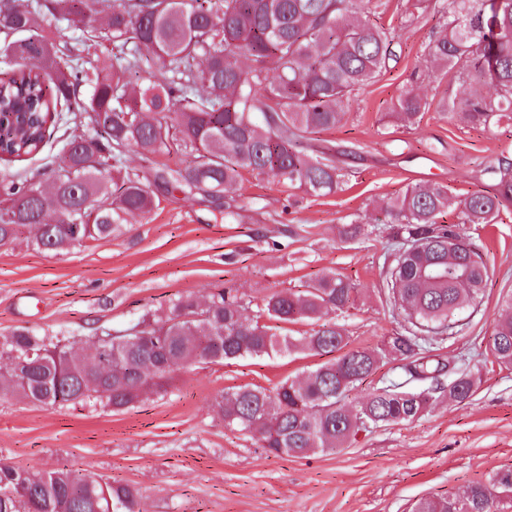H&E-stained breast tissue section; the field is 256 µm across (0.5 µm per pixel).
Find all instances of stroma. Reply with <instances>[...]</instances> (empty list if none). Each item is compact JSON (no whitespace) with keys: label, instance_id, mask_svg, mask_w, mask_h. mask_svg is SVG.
I'll return each instance as SVG.
<instances>
[{"label":"stroma","instance_id":"stroma-1","mask_svg":"<svg viewBox=\"0 0 512 512\" xmlns=\"http://www.w3.org/2000/svg\"><path fill=\"white\" fill-rule=\"evenodd\" d=\"M432 0H372V23L394 29L387 67L351 101L346 123L318 133L344 172L336 193L312 196L242 171L222 207L164 194L158 208L126 224L112 241L62 252L38 249L30 234L0 245V341L27 328L49 342L81 347L133 324L164 318L172 299L233 286L252 305L275 290H297L333 271L355 283L354 307L338 316L350 347H379L408 326L388 292L394 235L385 201L410 184L447 185L454 200L493 188L484 172L512 150V127L452 125L437 111L413 126L388 112L418 83L429 100L461 98L458 70L424 74L441 29ZM75 129H56L43 151L0 166L29 176L50 170ZM446 223L482 253L489 278L462 315L457 334L426 342L423 353L452 372H479L463 404L440 398L411 422L359 432L345 448L281 458L225 428L213 402L238 386L273 389L323 363L299 354L200 363L176 371L166 391L120 411L93 402L46 407L0 394V463L33 472L71 468L138 488L143 512H411L421 498L460 494L472 482L512 469V368L494 361L488 339L512 293V205L495 223ZM345 224L365 228L340 237Z\"/></svg>","mask_w":512,"mask_h":512}]
</instances>
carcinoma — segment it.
I'll return each mask as SVG.
<instances>
[{
  "instance_id": "carcinoma-1",
  "label": "carcinoma",
  "mask_w": 512,
  "mask_h": 512,
  "mask_svg": "<svg viewBox=\"0 0 512 512\" xmlns=\"http://www.w3.org/2000/svg\"><path fill=\"white\" fill-rule=\"evenodd\" d=\"M446 23L429 49L435 70L455 66L471 84H490L495 94L472 92L438 108L450 123L484 129L512 124V0H438ZM371 0H0V55L27 56L0 79V154L6 161L39 153L54 130L73 121L94 130L73 136L44 181L0 176V245L36 228L34 243L63 251L108 241L129 217L160 204L159 194L179 189L220 199L250 169L316 196L341 189L333 155L315 151L310 135L346 121L357 91L373 82L390 55L391 29L368 19ZM49 13L85 32L104 21L96 37L112 45V62L89 52L86 41L55 43L37 32ZM160 66L144 69L148 58ZM430 107L419 89L402 91L392 116L418 122ZM133 152L190 153L185 166L153 169L152 182L126 165ZM491 173L494 192H475L460 202L438 183L415 184L385 202L397 236L415 245L396 254L391 291L407 311L411 330L378 349L351 348L344 329L323 321L354 305L348 278L324 272L298 291H274L248 313L238 291L188 295L172 301L166 319L142 321L131 334L112 338V370L100 361L97 342L80 354L45 343L23 328L0 344L10 368L0 392H18L44 406L87 400L121 410L148 391L165 390L171 373L195 363L235 361L273 354L338 356L301 381L272 390L248 385L220 395L214 408L228 428L250 434L278 457L305 458L333 452L366 425L411 421L441 394L468 401L479 378H441V359L418 355L421 334L448 333L464 308L482 294L488 268L477 247L443 221L459 207L465 224H490L512 201V160ZM306 322V336L285 326ZM489 349L512 367V297L493 321ZM399 360L430 390L402 384L372 389L352 403L351 392L386 360ZM136 512L138 492L66 468L40 473L0 464V512ZM512 509V470L469 486L464 498L420 499L412 512H504Z\"/></svg>"
}]
</instances>
